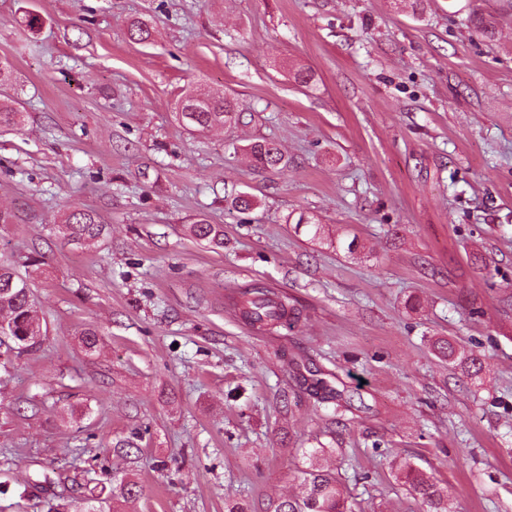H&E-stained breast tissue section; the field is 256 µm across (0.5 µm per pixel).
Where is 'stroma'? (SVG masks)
Instances as JSON below:
<instances>
[{
	"label": "stroma",
	"mask_w": 512,
	"mask_h": 512,
	"mask_svg": "<svg viewBox=\"0 0 512 512\" xmlns=\"http://www.w3.org/2000/svg\"><path fill=\"white\" fill-rule=\"evenodd\" d=\"M138 18L150 42L128 38ZM0 57V103L22 110L0 124V262L43 330L0 358V512H46L29 487L45 475L76 503L137 481L116 512H224L232 491L266 512L315 448L354 512H421L404 459L453 512H512V0H0ZM197 88L236 98L239 121L184 127ZM260 139L287 170L254 166ZM239 192L258 208L230 210ZM75 208L97 239L63 233ZM302 214L322 239L288 223ZM200 218L223 236L192 237ZM257 283L299 321L252 332L232 298ZM308 367L349 410L315 405ZM134 434L139 457L116 455ZM62 223L66 235L73 241L95 239L102 231L97 214L90 210H74L65 217ZM430 347L433 354L442 361H448V363H459L467 367L468 371L473 368L474 374L480 373L482 370V361L480 358L471 355H467L456 348V346L450 342L447 338H434L430 339ZM395 478L414 494L423 506V512H451L448 507V489L441 486L433 476L409 460L401 463Z\"/></svg>",
	"instance_id": "35a3bbf8"
}]
</instances>
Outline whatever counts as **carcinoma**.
<instances>
[{
    "label": "carcinoma",
    "mask_w": 512,
    "mask_h": 512,
    "mask_svg": "<svg viewBox=\"0 0 512 512\" xmlns=\"http://www.w3.org/2000/svg\"><path fill=\"white\" fill-rule=\"evenodd\" d=\"M130 38L145 43L152 38V27L144 20H135L130 25ZM178 110L189 122L205 129L226 126L238 118L240 103L227 96L212 97L200 91L185 94L178 101ZM246 151L256 167L281 171L288 168V157L273 141L262 140L249 144ZM66 235L73 241L97 238L102 225L95 212L85 209L70 212L63 220ZM191 234L198 240L212 241L219 230L200 219L190 226ZM240 310L246 320L261 321L266 326L291 325L299 316L280 300L269 296L265 287L257 284L241 293ZM8 333L19 341L18 353L36 352L41 348L42 326L33 293L26 281L9 268L0 266V333ZM433 354L442 361L459 363L482 370L480 358L467 355L446 338L430 340ZM320 450L309 454V466L300 471L301 492L281 497L272 502L269 512H353L349 496L338 473L328 470L320 463ZM395 478L414 494L423 506V512H451L448 507V488L439 484L424 469L409 460L401 463Z\"/></svg>",
    "instance_id": "1"
}]
</instances>
